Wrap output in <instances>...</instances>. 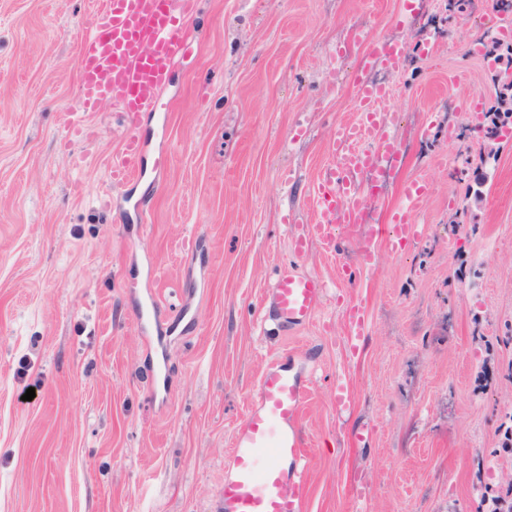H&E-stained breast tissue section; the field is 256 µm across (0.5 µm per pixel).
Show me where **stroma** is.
<instances>
[{"label": "stroma", "mask_w": 512, "mask_h": 512, "mask_svg": "<svg viewBox=\"0 0 512 512\" xmlns=\"http://www.w3.org/2000/svg\"><path fill=\"white\" fill-rule=\"evenodd\" d=\"M106 2L0 0V512H218L234 434L285 357L308 370L305 512H493L512 490V117L474 47L512 34L490 0H194L192 58L133 116L77 109ZM373 37L399 68L368 65ZM358 76L390 91L360 144L383 171L364 222L292 258ZM133 133L145 175L113 183ZM414 180L418 233L396 248ZM287 268L325 283L294 330L266 300ZM150 291L163 349L136 322Z\"/></svg>", "instance_id": "1"}]
</instances>
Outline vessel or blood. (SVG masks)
I'll list each match as a JSON object with an SVG mask.
<instances>
[{"instance_id":"obj_1","label":"vessel or blood","mask_w":512,"mask_h":512,"mask_svg":"<svg viewBox=\"0 0 512 512\" xmlns=\"http://www.w3.org/2000/svg\"><path fill=\"white\" fill-rule=\"evenodd\" d=\"M192 0H108L91 26L93 33L81 51V110L94 109L100 99L116 97L124 112L135 114L155 109L166 88L176 60L193 49L179 24ZM363 105L358 123L341 128L339 158L326 170L318 194L326 224L312 225L293 235L291 249L302 255L315 237L325 235L327 224L358 221L361 198V153L353 143L385 126L377 102L389 94L385 86L358 79ZM325 285L318 276L284 271L271 289L274 309L289 328L308 323L321 304ZM162 309L146 296L137 318L143 333L156 330ZM261 400L251 408L236 433L228 455V471L219 494L221 512H303L307 499L305 478L309 436L301 422L308 388L301 372L279 362L267 365L260 381Z\"/></svg>"}]
</instances>
